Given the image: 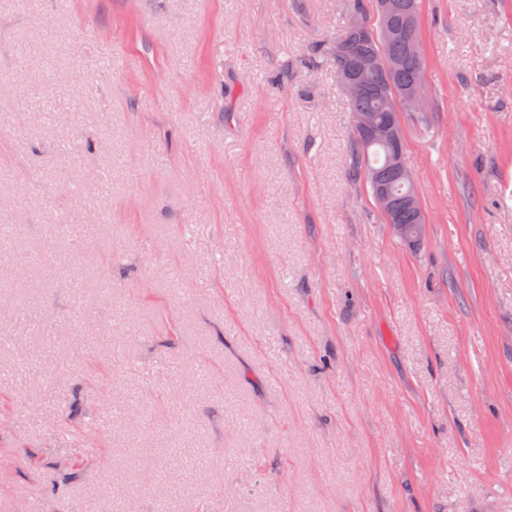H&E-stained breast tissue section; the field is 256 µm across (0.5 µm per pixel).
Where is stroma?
<instances>
[{
  "instance_id": "35a3bbf8",
  "label": "stroma",
  "mask_w": 512,
  "mask_h": 512,
  "mask_svg": "<svg viewBox=\"0 0 512 512\" xmlns=\"http://www.w3.org/2000/svg\"><path fill=\"white\" fill-rule=\"evenodd\" d=\"M348 0H0V512H512V0H421L425 217ZM380 1V10L379 0L375 1L376 25L369 24L364 19L363 1H353L350 10L363 17L364 26L355 29L349 22L343 33L327 49L335 65L336 78L339 82L342 78L341 86L347 95H350L357 83L349 99L354 163L360 164L371 195L383 210L387 223L407 226L418 224L419 234L423 224L420 202L414 196L412 185L403 180L412 179L410 172L405 169L400 171V166L407 167L404 164V141L398 113L428 112L425 110L421 90L416 88L409 92L419 85L421 72L423 73L418 36L420 1L389 0V12L383 19L380 18V12L382 15L386 13L388 0ZM389 30L393 32L391 37L387 36ZM372 55L380 58L377 66L378 58ZM366 56L371 57L365 58L362 65L375 67L362 70L359 64ZM346 73L356 74V83L355 77ZM404 96L407 111L403 104ZM368 115L375 123L390 126L375 125ZM356 126L369 131L374 138L381 141L393 138L395 132L391 126L398 129V134L391 142L381 143L372 141L368 133L360 132ZM394 157L399 158L400 166L393 160ZM374 175L389 189L392 197L383 186L378 188L375 195ZM409 199L413 201V205H410Z\"/></svg>"
}]
</instances>
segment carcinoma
Listing matches in <instances>:
<instances>
[{"mask_svg":"<svg viewBox=\"0 0 512 512\" xmlns=\"http://www.w3.org/2000/svg\"><path fill=\"white\" fill-rule=\"evenodd\" d=\"M419 0H389V12L372 25L363 22L355 29L348 25L328 45L336 78L347 73L356 75V89L350 95L351 115L367 114L375 123L400 128L398 113L404 111L403 98L420 83L422 67L418 36ZM377 55L379 64L360 69L366 56ZM352 157L362 168L370 192H375L373 177L391 193L393 207L385 215L389 224L413 226L422 223L420 202L412 185L401 176L404 165L402 134L389 143L371 140L369 134L351 125Z\"/></svg>","mask_w":512,"mask_h":512,"instance_id":"cac0c4a2","label":"carcinoma"}]
</instances>
